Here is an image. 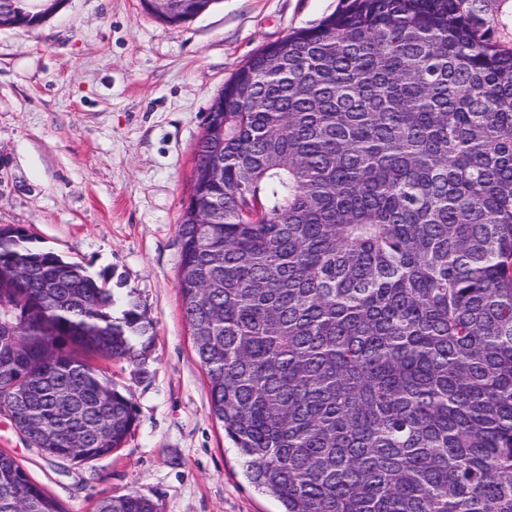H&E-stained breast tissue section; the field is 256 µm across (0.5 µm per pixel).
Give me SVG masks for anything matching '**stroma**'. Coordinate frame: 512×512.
Masks as SVG:
<instances>
[{
    "mask_svg": "<svg viewBox=\"0 0 512 512\" xmlns=\"http://www.w3.org/2000/svg\"><path fill=\"white\" fill-rule=\"evenodd\" d=\"M340 0H216L171 24L141 0H65L35 27H0V225L106 274L154 338L143 364L94 358L131 399L122 448L59 462L0 412L13 455L66 512L134 492L159 512H280L244 476L209 414L176 288L177 225L209 107L259 49L317 24Z\"/></svg>",
    "mask_w": 512,
    "mask_h": 512,
    "instance_id": "obj_1",
    "label": "stroma"
}]
</instances>
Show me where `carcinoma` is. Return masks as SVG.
Here are the masks:
<instances>
[{
	"instance_id": "cac0c4a2",
	"label": "carcinoma",
	"mask_w": 512,
	"mask_h": 512,
	"mask_svg": "<svg viewBox=\"0 0 512 512\" xmlns=\"http://www.w3.org/2000/svg\"><path fill=\"white\" fill-rule=\"evenodd\" d=\"M29 4L0 0L36 27ZM220 96L177 288L250 483L283 512H512V0H343ZM116 304L106 275L0 225V410L56 460L134 425L88 360L150 349ZM0 512L66 509L1 451Z\"/></svg>"
}]
</instances>
